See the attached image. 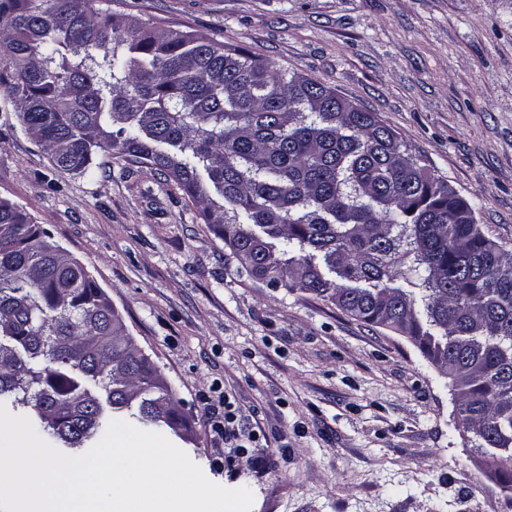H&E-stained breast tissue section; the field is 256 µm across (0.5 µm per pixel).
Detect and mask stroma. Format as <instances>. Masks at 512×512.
<instances>
[{
	"mask_svg": "<svg viewBox=\"0 0 512 512\" xmlns=\"http://www.w3.org/2000/svg\"><path fill=\"white\" fill-rule=\"evenodd\" d=\"M375 113L512 250V0H119ZM0 199L108 295L172 387L207 479L252 512H512L404 336L241 276L199 207L99 151L63 173L0 96ZM234 421L225 424L224 411Z\"/></svg>",
	"mask_w": 512,
	"mask_h": 512,
	"instance_id": "obj_1",
	"label": "stroma"
}]
</instances>
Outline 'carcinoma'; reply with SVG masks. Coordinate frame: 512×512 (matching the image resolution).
Wrapping results in <instances>:
<instances>
[{"label":"carcinoma","mask_w":512,"mask_h":512,"mask_svg":"<svg viewBox=\"0 0 512 512\" xmlns=\"http://www.w3.org/2000/svg\"><path fill=\"white\" fill-rule=\"evenodd\" d=\"M3 92L62 172L107 151L191 199L238 271L407 337L440 365L463 431L512 491V253L372 112L112 0H0ZM0 200V404L54 448L114 412L178 434L177 400L83 266Z\"/></svg>","instance_id":"obj_1"}]
</instances>
